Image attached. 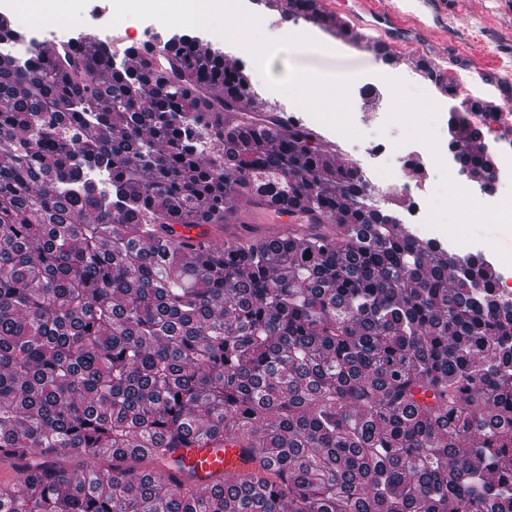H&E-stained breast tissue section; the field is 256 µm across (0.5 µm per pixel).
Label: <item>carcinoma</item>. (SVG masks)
I'll use <instances>...</instances> for the list:
<instances>
[{
	"instance_id": "carcinoma-1",
	"label": "carcinoma",
	"mask_w": 512,
	"mask_h": 512,
	"mask_svg": "<svg viewBox=\"0 0 512 512\" xmlns=\"http://www.w3.org/2000/svg\"><path fill=\"white\" fill-rule=\"evenodd\" d=\"M69 42L53 61L0 13V512H512V294L483 252L402 230L196 37L163 36L160 69ZM465 106L449 149L487 186L468 115L497 112ZM269 206L307 225L174 229ZM218 435L245 470L173 457Z\"/></svg>"
}]
</instances>
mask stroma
Masks as SVG:
<instances>
[{"mask_svg": "<svg viewBox=\"0 0 512 512\" xmlns=\"http://www.w3.org/2000/svg\"><path fill=\"white\" fill-rule=\"evenodd\" d=\"M366 19L387 17L382 44L385 56L354 52L346 40L326 35L336 53L355 55L373 64L369 82L383 95L379 105L367 108L346 89H337L327 106L300 107L297 93L285 90L288 60L273 58L268 69L254 72L255 98L267 101L278 111L298 112L301 122L338 144L345 157L356 162L370 187L407 179L393 156H376L365 150L367 143L387 138L419 156L427 176L419 181L429 209L412 215L406 205L397 211L401 222L421 240L440 242L451 253H465L469 235H442L445 224L471 225L499 211L496 197L486 195L480 182L469 181L476 202L464 213L459 203L449 202L442 188L459 175L461 165L448 149V118L451 108L464 100H477L506 111L512 103V0H367ZM227 15L202 14L188 22L172 17L160 22L153 11H121L117 0H76L73 14L55 31L59 40L95 27L112 38L116 49L133 45L150 33H189L201 45L221 50L225 59L245 62L239 45L224 39L221 31ZM425 59L439 67L457 88L456 97L440 94L417 68Z\"/></svg>", "mask_w": 512, "mask_h": 512, "instance_id": "stroma-1", "label": "stroma"}]
</instances>
